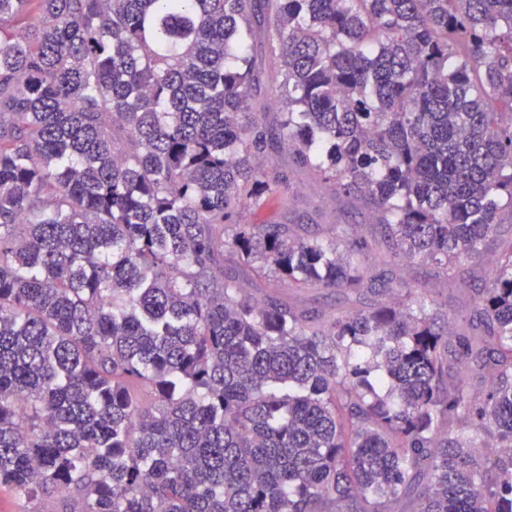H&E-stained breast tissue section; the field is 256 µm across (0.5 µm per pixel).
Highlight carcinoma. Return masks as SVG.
Masks as SVG:
<instances>
[{
    "instance_id": "carcinoma-1",
    "label": "carcinoma",
    "mask_w": 512,
    "mask_h": 512,
    "mask_svg": "<svg viewBox=\"0 0 512 512\" xmlns=\"http://www.w3.org/2000/svg\"><path fill=\"white\" fill-rule=\"evenodd\" d=\"M260 5L0 0V489L34 512H512V0ZM258 32L276 112L250 104ZM289 168L362 200L377 273L356 233L243 220ZM310 288L390 299L327 314ZM406 275L410 285L414 288H429L439 292L437 299L442 310L448 309V312H454L464 308V297L456 288H442L443 282L436 276L433 267L418 263L410 268L409 271H401Z\"/></svg>"
}]
</instances>
